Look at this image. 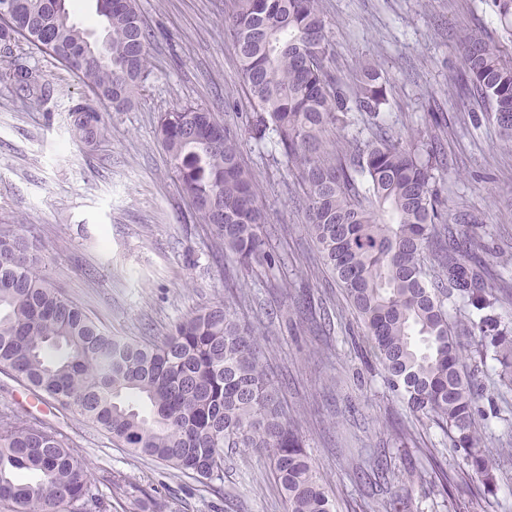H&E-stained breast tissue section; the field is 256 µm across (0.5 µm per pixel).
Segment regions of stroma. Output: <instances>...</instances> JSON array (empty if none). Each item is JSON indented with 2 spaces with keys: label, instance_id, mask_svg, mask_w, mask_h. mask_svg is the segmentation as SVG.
<instances>
[{
  "label": "stroma",
  "instance_id": "stroma-1",
  "mask_svg": "<svg viewBox=\"0 0 512 512\" xmlns=\"http://www.w3.org/2000/svg\"><path fill=\"white\" fill-rule=\"evenodd\" d=\"M334 48L332 71L350 82L362 63L387 82L381 118L393 134L439 138L448 173L437 188L449 212L475 217L469 231L492 248L495 294L512 314V141L488 119L474 120L459 87L458 37L483 27L499 38L486 0H322ZM151 35L150 74L131 108L105 115V141L74 142L68 110L92 98L54 58L22 42L0 52V71L20 61L53 90L38 104L0 81V225H23L35 240L43 274L114 334L162 337L204 305L224 300V249L194 218L188 196L157 139L161 113L191 103L244 132L246 104L225 0H138ZM243 154L260 187L274 240L288 254L282 270L247 284L248 318L267 347L276 375L287 376L288 411L306 437L336 512H385L397 499L407 512H435L439 488L404 475L421 455L393 446L392 424L412 425L422 447L451 470H463L441 431L415 420L393 399L383 370L346 306L343 291L317 259L303 212L293 202L283 164L246 137ZM34 414L68 438L94 478L121 473L176 512H287L256 448L224 451L221 493L166 462L113 444L78 415L42 407L27 387L0 370V407ZM369 448L388 449L397 481L381 491L355 472Z\"/></svg>",
  "mask_w": 512,
  "mask_h": 512
}]
</instances>
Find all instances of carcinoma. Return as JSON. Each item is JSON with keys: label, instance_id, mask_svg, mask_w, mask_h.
<instances>
[{"label": "carcinoma", "instance_id": "1", "mask_svg": "<svg viewBox=\"0 0 512 512\" xmlns=\"http://www.w3.org/2000/svg\"><path fill=\"white\" fill-rule=\"evenodd\" d=\"M101 43L71 20L66 0H0L8 21L0 42L23 41L59 62L78 59L98 106L68 112L73 138L105 139L103 113L122 112L149 75L150 34L137 0H96ZM512 38V0H487ZM230 32L256 119L248 134L279 155L320 258L344 289L354 318L377 354L393 397L432 422L462 453L467 476L483 486L477 508L494 493L499 466L486 458L495 421H505L476 376L497 364V383L512 386V320L499 299L482 244L464 214L442 212L435 188L447 171L445 147L380 126L387 87L378 69L361 67L352 85L328 68L331 43L322 0H232ZM460 84L481 114L512 139V56L481 33L461 36ZM6 77L41 103L51 90L27 66ZM378 126L368 139H330L349 112ZM158 139L191 198L195 219L224 245V304L203 307L159 341L116 336L40 272L32 241L0 228V369L63 410L72 411L132 453L173 465L221 492L224 449L259 448L287 512H334L304 436L288 418L282 386L268 368L255 329L233 306L249 303L239 273L285 264L271 248L241 135L191 104L160 115ZM460 314L451 320L449 310ZM462 329L470 347L456 336ZM481 398L488 407L478 406ZM395 443L426 464L410 474L456 485L416 434L400 424ZM109 498L149 493L121 474L105 479ZM152 502V501H150ZM98 480L65 435L36 416L0 412V512H106ZM152 507L161 508L157 502Z\"/></svg>", "mask_w": 512, "mask_h": 512}]
</instances>
